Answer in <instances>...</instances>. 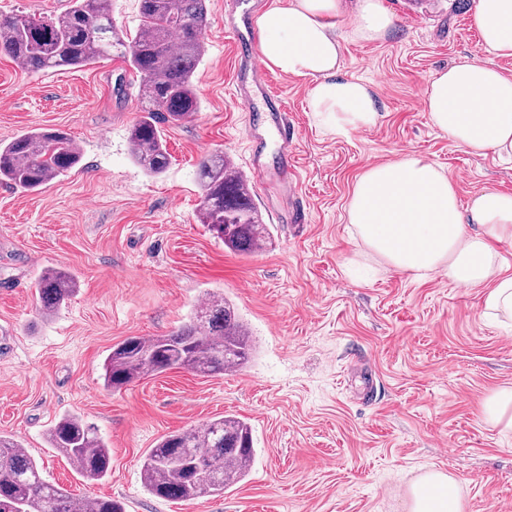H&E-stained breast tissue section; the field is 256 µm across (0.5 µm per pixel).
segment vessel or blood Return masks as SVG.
Segmentation results:
<instances>
[{
  "label": "vessel or blood",
  "instance_id": "b4317fda",
  "mask_svg": "<svg viewBox=\"0 0 512 512\" xmlns=\"http://www.w3.org/2000/svg\"><path fill=\"white\" fill-rule=\"evenodd\" d=\"M254 6L245 4L244 0H225L224 30L231 38L237 50L246 60L245 69L236 75L235 91L240 96H247L251 86L258 85L263 89L264 101L272 121L275 140L266 143L261 138H253L249 161L255 170H263L267 151L275 153V169L278 174L277 183L260 181L262 193L277 191L287 193L293 187L292 174L297 167L295 154V128L288 117V111L281 95L273 88L262 59L256 50L257 32L253 27Z\"/></svg>",
  "mask_w": 512,
  "mask_h": 512
}]
</instances>
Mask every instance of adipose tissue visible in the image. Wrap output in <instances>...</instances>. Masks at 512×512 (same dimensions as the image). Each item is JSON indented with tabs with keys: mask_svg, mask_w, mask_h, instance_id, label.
Wrapping results in <instances>:
<instances>
[{
	"mask_svg": "<svg viewBox=\"0 0 512 512\" xmlns=\"http://www.w3.org/2000/svg\"><path fill=\"white\" fill-rule=\"evenodd\" d=\"M353 39H383L395 19L382 0H289L260 13L255 25L264 64L312 81L309 107L334 136L376 127L374 90L340 77L338 23ZM473 22L483 46L512 56V0H475ZM424 98L433 126L477 156L512 159V79L461 58L439 71ZM347 217L364 246L393 270L414 278L446 274L460 288L486 286L488 316H512V276L501 244L512 245V194L484 190L460 205L455 186L434 163L408 155L368 166L357 179ZM410 512H462L454 480L429 471L410 488Z\"/></svg>",
	"mask_w": 512,
	"mask_h": 512,
	"instance_id": "ef3b65f1",
	"label": "adipose tissue"
}]
</instances>
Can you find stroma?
Segmentation results:
<instances>
[{
	"label": "stroma",
	"instance_id": "35a3bbf8",
	"mask_svg": "<svg viewBox=\"0 0 512 512\" xmlns=\"http://www.w3.org/2000/svg\"><path fill=\"white\" fill-rule=\"evenodd\" d=\"M224 2L207 3L202 109L164 125L171 164L157 177L131 160L139 78L122 60L31 72L0 52V141L61 129L82 155L39 191L0 185V434L47 482L126 512H408L411 482L430 470L457 482L463 512H504L512 432L488 425L482 407L512 387V320L484 315L483 289L394 272L355 237L347 205L368 165L410 154L439 166L461 204L484 189L512 193V160L465 152L432 126L423 97L460 58L511 78L512 58L481 44L474 0H382L395 25L374 43L348 40L341 21V72L375 89L383 118L327 134L309 109V80L272 72L296 128L307 221L270 219L266 248L242 256L196 213L201 157L221 152L247 169L248 130H268L233 93L240 56L224 35ZM48 268L71 273L78 290L45 318L34 284ZM211 291L250 330L244 368L104 387L112 346L169 334ZM65 414L109 446L105 478L83 477L51 447L48 430ZM227 414L253 428L256 455L241 482L190 501L145 491L142 461L161 437Z\"/></svg>",
	"mask_w": 512,
	"mask_h": 512
}]
</instances>
